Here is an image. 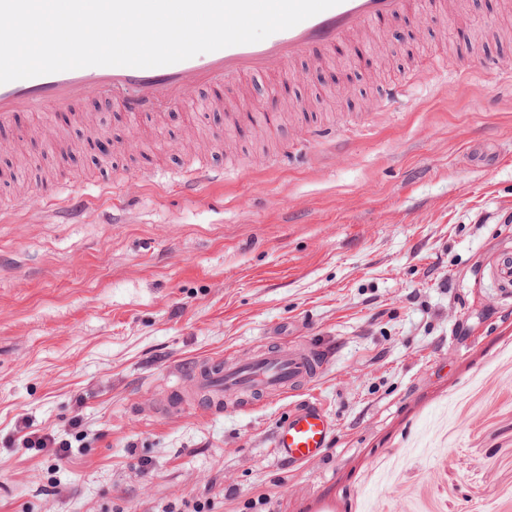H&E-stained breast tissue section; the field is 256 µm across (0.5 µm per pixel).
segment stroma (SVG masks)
I'll list each match as a JSON object with an SVG mask.
<instances>
[{"label": "stroma", "instance_id": "1", "mask_svg": "<svg viewBox=\"0 0 512 512\" xmlns=\"http://www.w3.org/2000/svg\"><path fill=\"white\" fill-rule=\"evenodd\" d=\"M377 29L354 79L349 38L232 111L192 79L142 114L90 83L0 126V512H512V0ZM199 161L222 177L186 192ZM288 341L338 349L299 471L270 446L289 398L177 401L189 362ZM21 419L89 437L60 460Z\"/></svg>", "mask_w": 512, "mask_h": 512}]
</instances>
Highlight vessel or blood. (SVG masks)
<instances>
[{
    "instance_id": "1",
    "label": "vessel or blood",
    "mask_w": 512,
    "mask_h": 512,
    "mask_svg": "<svg viewBox=\"0 0 512 512\" xmlns=\"http://www.w3.org/2000/svg\"><path fill=\"white\" fill-rule=\"evenodd\" d=\"M413 4L414 0H341L262 41L225 47L202 59L153 68L90 66L0 84V126L11 122L20 104L33 112L68 111L90 82L116 88L107 105L128 112H153L178 103L188 78L205 85L233 86L249 73H279L313 48L334 47L370 22L400 17ZM332 360L328 350L288 345L266 349L244 362L199 361L193 377L200 400L210 405L220 404L228 390L239 393L248 409L270 390L295 397V405L274 432L272 446L289 467L299 468L322 456L334 436L323 406L307 397Z\"/></svg>"
}]
</instances>
